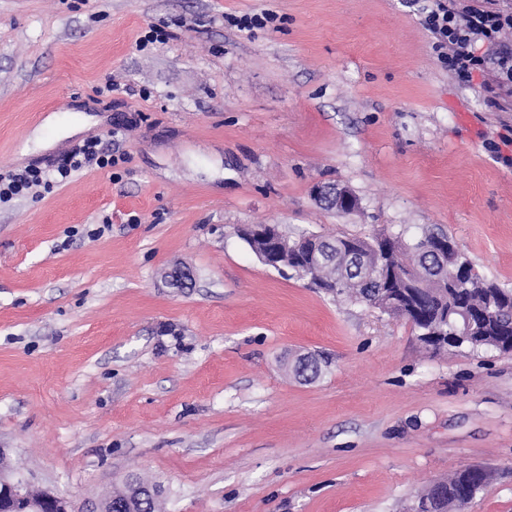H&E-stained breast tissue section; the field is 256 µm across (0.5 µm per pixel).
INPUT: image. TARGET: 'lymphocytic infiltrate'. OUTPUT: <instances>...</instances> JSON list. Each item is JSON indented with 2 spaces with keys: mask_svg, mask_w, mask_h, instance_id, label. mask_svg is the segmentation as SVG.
I'll list each match as a JSON object with an SVG mask.
<instances>
[{
  "mask_svg": "<svg viewBox=\"0 0 512 512\" xmlns=\"http://www.w3.org/2000/svg\"><path fill=\"white\" fill-rule=\"evenodd\" d=\"M427 31L439 64L460 81L481 73L482 100L490 112H512V42L504 41L512 30V0H411ZM486 47L476 53V44ZM119 162L101 138L87 139L51 168L27 166L0 170V204L66 184L77 172L109 170Z\"/></svg>",
  "mask_w": 512,
  "mask_h": 512,
  "instance_id": "obj_1",
  "label": "lymphocytic infiltrate"
}]
</instances>
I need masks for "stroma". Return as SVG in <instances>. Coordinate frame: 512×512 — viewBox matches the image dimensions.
<instances>
[{
  "mask_svg": "<svg viewBox=\"0 0 512 512\" xmlns=\"http://www.w3.org/2000/svg\"><path fill=\"white\" fill-rule=\"evenodd\" d=\"M152 26L170 39L137 50ZM481 81L439 65L409 0H0V168L114 126L123 156L0 208L11 470L78 503L135 472L166 512H405L475 466L494 479L467 512H512V355L425 350L237 234L441 230L512 288V112ZM52 114L70 134L28 148ZM319 183L358 208L323 209ZM179 264L191 287L166 285ZM275 19L273 14L267 12H261L260 14H244L242 16H236L233 14H226L224 20L231 25L238 28L239 31L251 32L256 27L266 26L267 23L272 22Z\"/></svg>",
  "mask_w": 512,
  "mask_h": 512,
  "instance_id": "1",
  "label": "stroma"
}]
</instances>
